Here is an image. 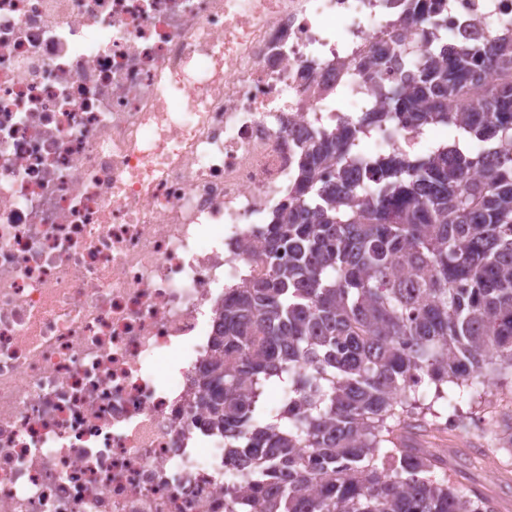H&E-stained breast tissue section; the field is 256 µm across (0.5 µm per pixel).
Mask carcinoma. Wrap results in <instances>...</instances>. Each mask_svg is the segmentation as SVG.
<instances>
[{
  "mask_svg": "<svg viewBox=\"0 0 512 512\" xmlns=\"http://www.w3.org/2000/svg\"><path fill=\"white\" fill-rule=\"evenodd\" d=\"M418 13L414 82L308 137L288 204L256 232L267 274L224 296L197 404L243 463L228 512H497L418 436L437 401L512 388V154L481 164L456 139L370 160L357 142L403 112L420 135L512 143V37L450 54L445 22L423 2L404 20ZM489 68L503 81L476 99Z\"/></svg>",
  "mask_w": 512,
  "mask_h": 512,
  "instance_id": "obj_1",
  "label": "carcinoma"
}]
</instances>
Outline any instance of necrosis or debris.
Segmentation results:
<instances>
[{"instance_id":"obj_1","label":"necrosis or debris","mask_w":512,"mask_h":512,"mask_svg":"<svg viewBox=\"0 0 512 512\" xmlns=\"http://www.w3.org/2000/svg\"><path fill=\"white\" fill-rule=\"evenodd\" d=\"M497 43L512 0H438ZM397 0H0V512H225L197 405L300 139L415 69Z\"/></svg>"}]
</instances>
